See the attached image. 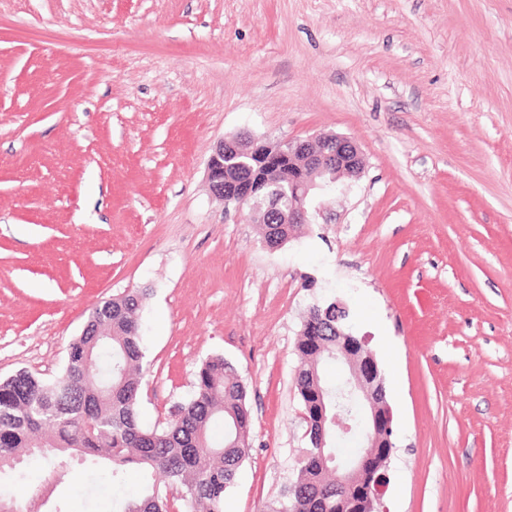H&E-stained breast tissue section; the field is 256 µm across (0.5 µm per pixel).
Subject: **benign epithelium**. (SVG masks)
I'll return each mask as SVG.
<instances>
[{
  "label": "benign epithelium",
  "instance_id": "1",
  "mask_svg": "<svg viewBox=\"0 0 512 512\" xmlns=\"http://www.w3.org/2000/svg\"><path fill=\"white\" fill-rule=\"evenodd\" d=\"M264 156V141L249 135H236L217 143L207 162V178L212 193L243 211L262 209L277 211L278 223L300 224L307 221L308 204L317 188L330 187L341 177H357L365 166L361 149L351 139L330 134L316 142L288 141V207L279 208L276 198L260 191L253 181L241 179L234 183L232 199H224V175L235 168L239 174L252 168L255 160ZM334 346L326 348L320 337L308 339V346L318 358L327 357L343 371L345 390L354 398L362 420L361 451L345 463L337 461L331 449L333 437H344L352 431L353 417L342 410H333L327 389L317 385L304 400L308 425L321 426L319 448L302 457L305 467L320 470L334 465L341 489L336 499L323 500L328 512H375L386 482L385 462L393 448L391 440L392 413L387 401L384 378L366 338L336 324Z\"/></svg>",
  "mask_w": 512,
  "mask_h": 512
}]
</instances>
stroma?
I'll use <instances>...</instances> for the list:
<instances>
[{"label": "stroma", "instance_id": "35a3bbf8", "mask_svg": "<svg viewBox=\"0 0 512 512\" xmlns=\"http://www.w3.org/2000/svg\"><path fill=\"white\" fill-rule=\"evenodd\" d=\"M240 134L346 136L365 167L272 249L208 187ZM137 288L145 426L208 356L246 387L226 512H271L297 475L296 343L330 300L384 376L381 512H512V0H0V379L58 376L92 307ZM0 493L117 494L69 457Z\"/></svg>", "mask_w": 512, "mask_h": 512}]
</instances>
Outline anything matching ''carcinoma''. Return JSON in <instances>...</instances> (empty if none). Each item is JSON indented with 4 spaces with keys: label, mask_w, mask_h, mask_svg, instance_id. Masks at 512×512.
I'll return each instance as SVG.
<instances>
[{
    "label": "carcinoma",
    "mask_w": 512,
    "mask_h": 512,
    "mask_svg": "<svg viewBox=\"0 0 512 512\" xmlns=\"http://www.w3.org/2000/svg\"><path fill=\"white\" fill-rule=\"evenodd\" d=\"M263 189L288 188V159L255 173ZM293 225H261L267 246L288 239ZM147 290H135L97 304L93 322L68 347L60 376L43 380L19 369L0 379V474L25 455L53 464L71 452L92 465L110 466L112 487L130 470L147 477L135 498H123L119 512H170L168 487H180L183 512H224V494L249 456L251 414L246 390L224 357L206 358L191 394L176 405L163 426L140 422V391L146 348L138 319ZM336 303L314 304L308 329L321 333L320 319L336 322ZM336 484L330 471L297 474L286 489L284 512H322L318 502Z\"/></svg>",
    "instance_id": "1"
}]
</instances>
